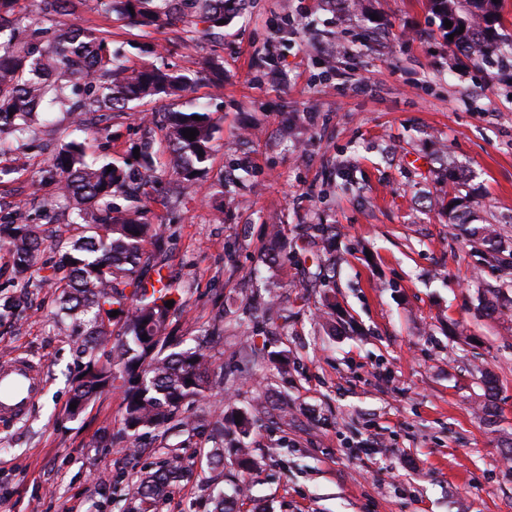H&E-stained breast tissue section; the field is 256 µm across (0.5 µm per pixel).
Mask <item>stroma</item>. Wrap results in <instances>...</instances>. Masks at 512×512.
Returning a JSON list of instances; mask_svg holds the SVG:
<instances>
[{"label":"stroma","instance_id":"35a3bbf8","mask_svg":"<svg viewBox=\"0 0 512 512\" xmlns=\"http://www.w3.org/2000/svg\"><path fill=\"white\" fill-rule=\"evenodd\" d=\"M74 22L111 33L129 66L197 79L186 96L114 117L109 137L88 138L89 158L161 140L164 113L197 100L219 127L205 172L162 173L144 220L164 237L159 259L181 295L170 334L216 326L224 338L211 352L224 392L208 412L253 421L258 468L237 512H512V269L454 235L443 202L470 197L512 250V55L460 67L429 0L357 11L248 0L214 41L186 24L127 25L95 0L54 20ZM215 63L219 90L207 80ZM79 135L58 107L5 144L24 167L0 183L1 222H35L56 195L41 169ZM274 224L293 259L268 266ZM317 224L336 227V267L321 282L307 275L326 255ZM492 288L511 305L489 316ZM22 294L21 315L0 321V361L42 363L47 388L30 417L0 427V512H124L129 487L174 450L193 475L158 512H210L217 492L235 496L233 451L213 468L208 432H152L130 454L116 389L70 417L77 340L53 289L17 279L0 245V298Z\"/></svg>","mask_w":512,"mask_h":512}]
</instances>
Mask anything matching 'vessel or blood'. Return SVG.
<instances>
[{"mask_svg":"<svg viewBox=\"0 0 512 512\" xmlns=\"http://www.w3.org/2000/svg\"><path fill=\"white\" fill-rule=\"evenodd\" d=\"M46 372L41 363L26 357L0 362V422L24 420L43 395Z\"/></svg>","mask_w":512,"mask_h":512,"instance_id":"b4317fda","label":"vessel or blood"}]
</instances>
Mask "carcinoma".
<instances>
[{
  "label": "carcinoma",
  "mask_w": 512,
  "mask_h": 512,
  "mask_svg": "<svg viewBox=\"0 0 512 512\" xmlns=\"http://www.w3.org/2000/svg\"><path fill=\"white\" fill-rule=\"evenodd\" d=\"M85 0H38L41 19L23 12L20 0H0V142L3 136H24L39 114L66 102L78 124L82 115L127 112L132 104L157 96L192 91L195 80L156 65L130 67L109 35L80 25L45 27L58 15H74ZM106 13L130 24L163 29L177 22L203 24L200 34L217 35L224 28L231 0H96ZM441 20H449L453 44L467 60L480 65L502 50L496 29L500 4L493 0H430ZM465 29H460V26ZM201 120L196 121L194 117ZM166 138L173 174L186 181L205 170L217 127L205 105L165 115ZM198 131L195 140L183 136ZM140 157L121 162L87 160L85 142L71 139L60 145L43 178L59 185V199L43 204L50 211L64 201L73 215L77 235L70 248L58 250L52 273L42 286L59 290L60 312L71 321L85 358L70 401L73 417L104 392L122 393L121 424L137 446L141 436L156 430L193 436L206 419L180 415L181 409L224 390V369L213 366L207 349L222 337L206 329L193 343H172L165 336L170 313L180 306L178 289L162 275L163 265L143 272L145 245L155 238L143 221L147 189L159 181L158 150L154 142L139 145ZM112 171H107L108 167ZM453 231L476 239L488 257L504 253L493 225H476L471 212L450 214ZM0 240L9 248L14 274L24 279L36 266L45 237L34 224H0ZM133 287L126 292L127 287ZM174 305L166 307L167 301ZM118 311L111 317L112 311ZM122 321V334L112 335V322ZM192 383H187V380ZM214 449L211 464H224V420L211 424ZM192 467L174 454L127 493L126 512H157L168 486L189 478Z\"/></svg>",
  "instance_id": "carcinoma-1"
}]
</instances>
